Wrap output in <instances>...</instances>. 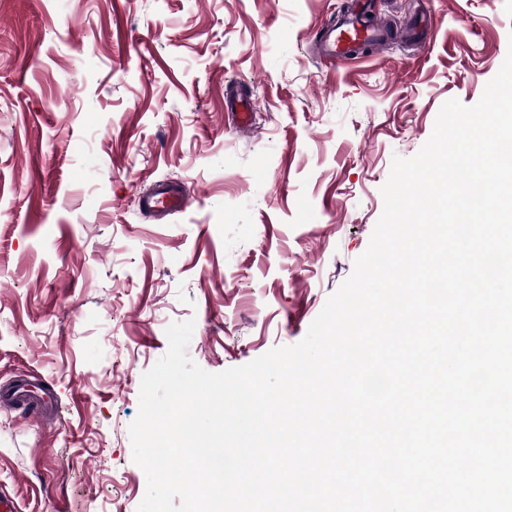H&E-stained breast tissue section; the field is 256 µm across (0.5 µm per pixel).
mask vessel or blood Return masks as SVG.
I'll list each match as a JSON object with an SVG mask.
<instances>
[{"label": "vessel or blood", "mask_w": 512, "mask_h": 512, "mask_svg": "<svg viewBox=\"0 0 512 512\" xmlns=\"http://www.w3.org/2000/svg\"><path fill=\"white\" fill-rule=\"evenodd\" d=\"M434 23L430 14H421L418 21L403 30H388L375 20L342 17L329 22L322 30L318 57L322 62L338 65L356 58L363 50L376 47L397 37H405L423 46L429 43ZM189 190L167 183L140 198L139 206L148 214L179 212L186 208ZM0 400L18 405L34 413L45 412L49 403L45 396L36 393L29 381L20 380L0 389Z\"/></svg>", "instance_id": "1"}]
</instances>
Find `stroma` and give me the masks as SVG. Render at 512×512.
<instances>
[{"label": "stroma", "mask_w": 512, "mask_h": 512, "mask_svg": "<svg viewBox=\"0 0 512 512\" xmlns=\"http://www.w3.org/2000/svg\"><path fill=\"white\" fill-rule=\"evenodd\" d=\"M394 41L345 65L314 39L351 0H0V387L35 379L54 419L0 405V491L22 512H137L141 377L194 320L216 373L298 343L349 279L393 156L441 106L481 98L512 0H371ZM252 93L254 130L227 95ZM158 182L192 190L148 215Z\"/></svg>", "instance_id": "stroma-1"}]
</instances>
